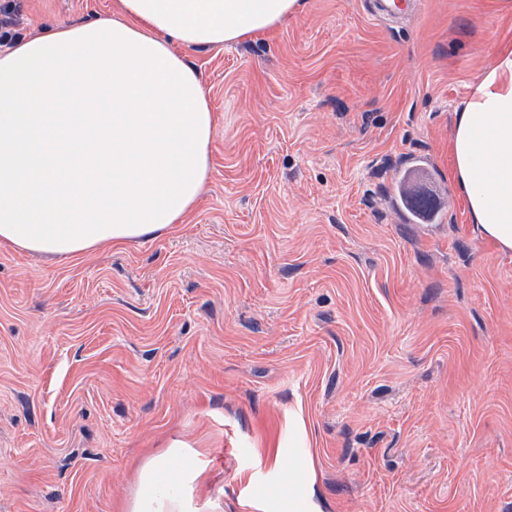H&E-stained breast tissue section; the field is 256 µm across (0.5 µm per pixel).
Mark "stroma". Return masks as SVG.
Returning <instances> with one entry per match:
<instances>
[{
  "mask_svg": "<svg viewBox=\"0 0 512 512\" xmlns=\"http://www.w3.org/2000/svg\"><path fill=\"white\" fill-rule=\"evenodd\" d=\"M24 0L20 30L116 13ZM512 15L307 0L187 51L215 114L172 231L67 258L0 244V512H128L175 440L193 505L512 512V253L449 173L453 109ZM446 209L404 220L412 162Z\"/></svg>",
  "mask_w": 512,
  "mask_h": 512,
  "instance_id": "1",
  "label": "stroma"
}]
</instances>
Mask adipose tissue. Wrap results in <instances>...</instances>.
<instances>
[{
	"label": "adipose tissue",
	"mask_w": 512,
	"mask_h": 512,
	"mask_svg": "<svg viewBox=\"0 0 512 512\" xmlns=\"http://www.w3.org/2000/svg\"><path fill=\"white\" fill-rule=\"evenodd\" d=\"M306 0H118L0 51V242L73 257L159 236L196 205L214 116L191 48L275 31ZM451 176L474 233L512 253V46L455 107ZM172 441L140 470L129 512H206Z\"/></svg>",
	"instance_id": "1"
}]
</instances>
